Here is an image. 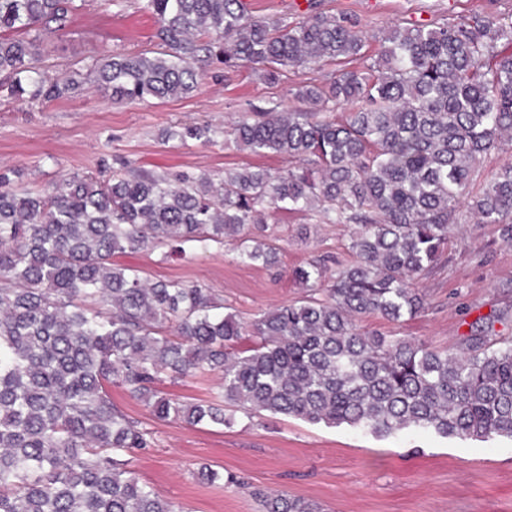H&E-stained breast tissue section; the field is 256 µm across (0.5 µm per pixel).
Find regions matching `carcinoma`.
<instances>
[{
	"label": "carcinoma",
	"mask_w": 512,
	"mask_h": 512,
	"mask_svg": "<svg viewBox=\"0 0 512 512\" xmlns=\"http://www.w3.org/2000/svg\"><path fill=\"white\" fill-rule=\"evenodd\" d=\"M144 2L161 50L91 65L114 103L187 96L214 59L271 84L287 71L349 63L366 42L352 15L315 0L291 22L256 16L245 0ZM76 10L75 0H0L1 89L33 101L69 96L73 83L41 63ZM294 97L310 108L263 112L229 131L240 149L286 156L288 168L215 179L122 164L50 191L19 188L0 172V512H175L121 459L153 438L112 403V384L154 418L190 425L229 426L241 410L380 436L512 439V340L498 341L494 329L503 314L445 348L357 328L364 316L395 322L425 310L417 281L464 213L512 241V162L471 187L512 130V21L487 13L431 28L396 22L372 62L300 85ZM217 134L183 123L160 138L212 143ZM279 210L358 225L353 260L331 273L321 261L295 268L307 295L248 326L219 312L207 288L148 282L114 261L233 236L240 262L271 268L278 252L267 220ZM245 334L249 347L240 346ZM197 373L221 375L222 392L187 403L157 390ZM198 479L234 482L208 466ZM253 495L262 512H320L286 492Z\"/></svg>",
	"instance_id": "carcinoma-1"
}]
</instances>
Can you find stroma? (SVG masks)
Masks as SVG:
<instances>
[{"instance_id": "35a3bbf8", "label": "stroma", "mask_w": 512, "mask_h": 512, "mask_svg": "<svg viewBox=\"0 0 512 512\" xmlns=\"http://www.w3.org/2000/svg\"><path fill=\"white\" fill-rule=\"evenodd\" d=\"M330 13L351 12L367 40L366 58H375L391 19L430 25L475 14L512 16V0H322ZM153 17L143 0H84L72 22L55 37L44 63L51 74L71 79L64 99L32 102L0 91V170L18 171L19 186L48 189L74 174L96 175L120 162L168 172H205L248 165L273 169L287 157L258 156L221 143L164 142L159 133L179 123L230 126L261 111L296 110L292 91L326 71L299 70L274 85L261 83L242 67L225 75L223 64L208 67L200 88L182 98L115 104L93 86V60L112 52L156 50ZM271 242L279 249L277 271L237 264L230 247L187 245L182 257L140 249L118 255L151 281L159 279L210 288L225 312L249 322L264 311L301 298L296 267L320 257L347 264L354 225L322 224L304 213H277L268 219ZM310 235H303V228ZM429 307L400 322L367 316L358 325L387 336H412L436 347L459 342L472 324L492 313L512 316V243L494 224H460L448 232L438 265L418 283ZM216 374L165 381L161 392L187 402L220 390ZM112 401L142 422L155 438L149 451L125 453L142 483L171 502L177 512H259L255 491L287 492L318 502L326 512H512V440L443 438L413 430L379 437L347 425L313 424L269 413L250 419L236 412L231 426L156 420L149 408L109 386ZM208 465L244 478L246 485L212 486L196 473Z\"/></svg>"}]
</instances>
